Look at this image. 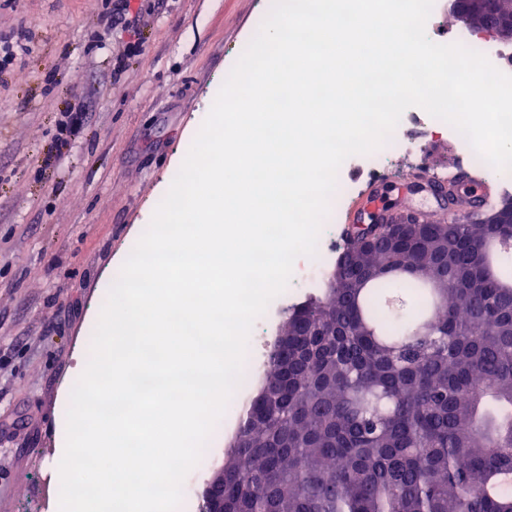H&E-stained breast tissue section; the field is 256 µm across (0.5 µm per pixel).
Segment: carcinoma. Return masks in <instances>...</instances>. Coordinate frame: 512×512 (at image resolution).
I'll use <instances>...</instances> for the list:
<instances>
[{
	"mask_svg": "<svg viewBox=\"0 0 512 512\" xmlns=\"http://www.w3.org/2000/svg\"><path fill=\"white\" fill-rule=\"evenodd\" d=\"M390 232L354 230L325 296L288 310L224 512H512V226Z\"/></svg>",
	"mask_w": 512,
	"mask_h": 512,
	"instance_id": "carcinoma-1",
	"label": "carcinoma"
}]
</instances>
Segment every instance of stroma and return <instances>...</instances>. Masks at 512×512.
Masks as SVG:
<instances>
[{
  "label": "stroma",
  "instance_id": "35a3bbf8",
  "mask_svg": "<svg viewBox=\"0 0 512 512\" xmlns=\"http://www.w3.org/2000/svg\"><path fill=\"white\" fill-rule=\"evenodd\" d=\"M137 32L106 26L112 0H0V41L25 48L0 71V512H54L60 485L59 404L93 316L149 216L172 184L201 120L270 0H138ZM140 50L128 51L132 40ZM88 121L59 148L63 112ZM431 169L452 164L456 145L426 125L397 130L386 149L392 179L380 205L435 210L405 183L409 148ZM212 432L208 470L222 464L240 425L225 412Z\"/></svg>",
  "mask_w": 512,
  "mask_h": 512
}]
</instances>
